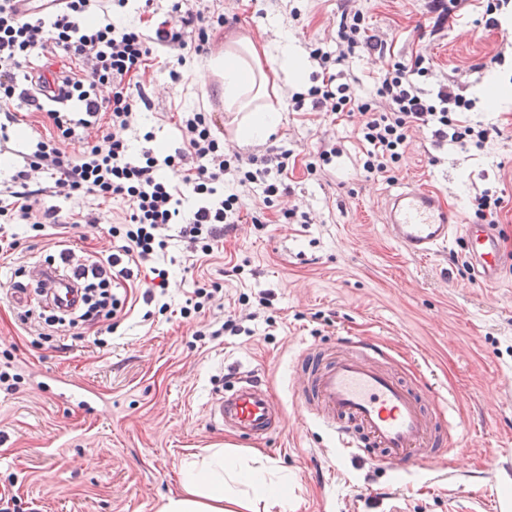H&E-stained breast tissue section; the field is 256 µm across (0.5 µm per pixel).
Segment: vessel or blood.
I'll return each instance as SVG.
<instances>
[{"mask_svg":"<svg viewBox=\"0 0 512 512\" xmlns=\"http://www.w3.org/2000/svg\"><path fill=\"white\" fill-rule=\"evenodd\" d=\"M385 231L407 255L425 258L465 241L468 258L484 284H495L502 262L491 225L464 224L437 192L404 186L386 206ZM299 406L328 427L352 455L379 449V462L406 469L435 459L441 441L434 412L388 367L384 352L364 341L340 355L310 348L298 375ZM212 426L252 437H268L284 415L262 381L236 373L205 407Z\"/></svg>","mask_w":512,"mask_h":512,"instance_id":"1","label":"vessel or blood"}]
</instances>
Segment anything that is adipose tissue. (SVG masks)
Masks as SVG:
<instances>
[{"mask_svg":"<svg viewBox=\"0 0 512 512\" xmlns=\"http://www.w3.org/2000/svg\"><path fill=\"white\" fill-rule=\"evenodd\" d=\"M268 59L289 79H300L303 56L284 33L272 45L231 40L223 57L211 63L224 81L227 109L245 114L238 132L247 143L268 138L279 122L276 109L261 102L269 81L264 67ZM261 499L287 507V480H273L264 468L240 465L223 449L213 448L204 458L185 463L179 491L166 499L160 512H254Z\"/></svg>","mask_w":512,"mask_h":512,"instance_id":"adipose-tissue-1","label":"adipose tissue"}]
</instances>
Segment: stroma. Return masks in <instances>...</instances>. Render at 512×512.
Returning a JSON list of instances; mask_svg holds the SVG:
<instances>
[{"label": "stroma", "mask_w": 512, "mask_h": 512, "mask_svg": "<svg viewBox=\"0 0 512 512\" xmlns=\"http://www.w3.org/2000/svg\"><path fill=\"white\" fill-rule=\"evenodd\" d=\"M198 3L225 15V23L210 26L207 53L188 60L178 80L154 62L127 136L139 148L171 150L179 145L180 113H212L214 134L241 156L293 151V195L269 207L259 189H239V222L211 256L196 259L180 245L170 250L176 273L166 289L169 312L143 303L151 274L140 268L122 284L133 306L102 345L85 326L41 338L38 315L20 323L22 307L6 289L61 244L105 258L112 251L105 227L122 221L127 204L40 195L41 207L59 209L66 226L37 238L18 230L16 250L0 256V365L11 363L20 376L15 391H0V498L16 499L19 512H159L177 492L185 460L218 444L242 463L261 461L271 478L287 479L292 512H448L452 496L483 500L488 512H512V475L489 466L492 453L512 455V103L489 106L484 93L489 80L512 83V0L498 12V27L486 26L479 0H466L439 29L430 0H362L368 32L387 42L390 58L421 51L434 62L433 81L458 74L476 101L472 119L499 129L481 151L413 131L388 180L361 177L354 121L290 106L318 70L308 58L314 42L335 46L341 0ZM273 17L306 55L304 75L295 82L270 72L267 101L279 108L280 123L265 142L245 144L238 137L243 115L225 111L208 61L223 53L230 35L274 42ZM497 54L502 63H493ZM10 109L19 127L0 139V187L31 151L24 128L42 119L22 98ZM324 140L341 143L343 152L308 174L309 154ZM407 184L437 191L469 221L477 218L476 193L503 196L495 287L474 279L462 244L416 259L386 237L383 206ZM296 203L311 223H278L280 210ZM90 215L100 223H87ZM259 215L265 227L253 224ZM198 287L214 290L213 300L181 318L180 307ZM228 313L241 318L238 335L211 337ZM342 336L379 341L424 404L447 397L450 412L438 423L456 421L460 432L438 462L402 471L344 453L301 415L292 393L295 362L309 345L330 349ZM233 370L262 377L288 415L285 428L243 439L207 424L205 404Z\"/></svg>", "instance_id": "stroma-1"}]
</instances>
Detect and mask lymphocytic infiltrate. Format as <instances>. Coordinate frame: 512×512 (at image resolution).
<instances>
[{
  "mask_svg": "<svg viewBox=\"0 0 512 512\" xmlns=\"http://www.w3.org/2000/svg\"><path fill=\"white\" fill-rule=\"evenodd\" d=\"M170 11L174 24L144 33L117 27L103 0H58L51 10L38 0H0V133L8 134L14 125L9 106L21 96L53 129L50 137L37 138L23 169L0 189V249L18 245L9 226L38 234L57 223L58 210L40 208L36 198L42 178L51 179L56 196L119 198L128 204L123 222L108 228L112 251L104 260L85 265L74 262L71 249L59 251L79 284L95 282L104 291L93 305L52 311L48 326L87 324L111 333L112 319L126 306L111 285L132 278L143 265L155 277L142 295L144 303L161 300L170 271L158 260L171 239L180 238L192 253L207 256L235 223L239 196L225 192V182L261 186L268 205L291 193L282 179L291 150L275 147L260 157H242L213 135L208 112L181 114V145L174 153L146 150L133 158L126 132L138 119L151 56L162 50L181 66L208 42L210 19L203 10L188 0H172ZM378 47L363 11L348 0L336 48L311 50L319 70L307 93L293 95V110L307 105L315 112L357 118L356 135L365 150L360 173L368 179L398 168L416 129H430L440 142L485 147L492 129L466 120L475 101L463 94L456 76L437 91L426 89L432 65L424 54L393 63L374 91H365L353 64ZM48 49L63 54L66 64L56 70L46 61L32 68V61ZM74 142L82 145L79 153L67 152Z\"/></svg>",
  "mask_w": 512,
  "mask_h": 512,
  "instance_id": "1",
  "label": "lymphocytic infiltrate"
}]
</instances>
